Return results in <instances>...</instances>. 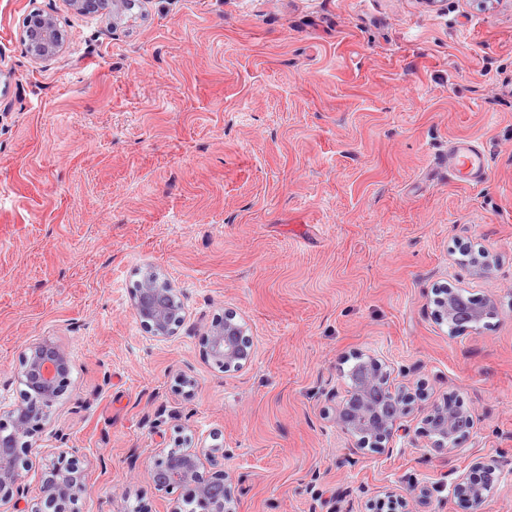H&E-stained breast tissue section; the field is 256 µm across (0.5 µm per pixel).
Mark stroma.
Listing matches in <instances>:
<instances>
[{"mask_svg":"<svg viewBox=\"0 0 512 512\" xmlns=\"http://www.w3.org/2000/svg\"><path fill=\"white\" fill-rule=\"evenodd\" d=\"M53 15L32 60L25 18ZM108 9L0 0V414L50 339L71 380L22 472L89 475L77 512H171L158 449L222 446L236 512H403L384 487L444 482L430 512H469L453 474L486 457L484 512H512V0H145ZM490 158L463 183L448 146ZM488 254L474 274L466 252ZM187 318L156 340L132 309L147 271ZM492 300L450 331L436 290ZM233 314L253 357L223 369L211 325ZM474 418L463 454L424 438L358 451L334 421L354 354ZM187 385H178L180 375ZM27 52L34 61L54 57L61 47V33L56 18L34 8L27 14Z\"/></svg>","mask_w":512,"mask_h":512,"instance_id":"obj_1","label":"stroma"}]
</instances>
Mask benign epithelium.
<instances>
[{"instance_id":"obj_1","label":"benign epithelium","mask_w":512,"mask_h":512,"mask_svg":"<svg viewBox=\"0 0 512 512\" xmlns=\"http://www.w3.org/2000/svg\"><path fill=\"white\" fill-rule=\"evenodd\" d=\"M27 52L36 61L55 56L61 47V33L57 19L34 8L27 14ZM466 296L460 289H448V294L437 300L433 314L444 322L460 312H465L470 322L477 324L494 312V304L481 301L466 305ZM133 310L136 317L157 339H169L186 319L185 305L180 292L172 285L158 282L156 273L150 271L135 292ZM208 352L213 360L224 366L242 367L252 359L251 346L241 341L240 326L234 317L212 325L208 336ZM359 364L348 376L342 398L332 393L336 401V424L355 441V450L386 449V444L397 436L411 432L405 419L411 413L414 397L406 387L390 383V373L384 361L368 355L358 356ZM71 360L68 353L53 341L33 346L23 361L22 376L29 389L28 399L8 412L6 421L0 420V498L22 497L25 493L20 483V466L24 456L35 448L32 437L43 427L67 385ZM473 426L472 415L458 409L449 401L433 405L422 420L416 434L426 439L432 450L461 451L464 438L463 425ZM171 451L159 449L152 467L155 486L162 492L178 489L184 495L194 496L197 512H234L226 506L231 493L228 476L206 475L201 472L203 460L215 462L224 456L222 448H184L174 462H169ZM500 478L496 460L480 458L464 471L456 481L468 488L471 512H483L488 492ZM88 483L86 470L77 461L61 454L60 462L50 465L43 480L40 497L52 512H76V503ZM435 487L420 485L412 480L386 489L388 494L403 496L420 508L428 506Z\"/></svg>"}]
</instances>
